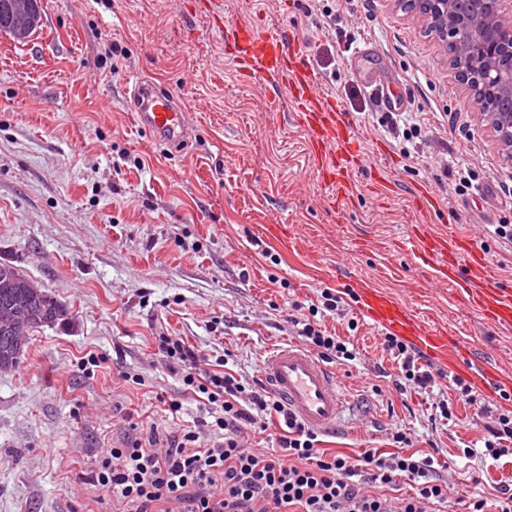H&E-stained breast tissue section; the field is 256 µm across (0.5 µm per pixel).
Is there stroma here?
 I'll list each match as a JSON object with an SVG mask.
<instances>
[{
	"label": "stroma",
	"instance_id": "obj_1",
	"mask_svg": "<svg viewBox=\"0 0 512 512\" xmlns=\"http://www.w3.org/2000/svg\"><path fill=\"white\" fill-rule=\"evenodd\" d=\"M248 19L303 37L321 91L339 96L369 150L347 202L331 207L287 103L270 111L271 84L233 75L224 37L200 0H42L39 28L19 41L0 32V263L45 288L69 312L29 333L27 352L0 373V512H119L89 481L101 451L125 444L133 424L156 427L159 446L198 416L155 338L178 336L208 360L229 355L245 379L263 378L267 352L297 341L293 303L342 301L328 331L359 350L332 363L346 400L322 445L358 455L390 451V428L451 462L440 469L470 492L512 483V458L463 457L482 435L461 404L435 418L427 394H399L385 334L360 316L355 281L407 304L448 332L475 363L512 373V331L498 329L419 266L403 243L420 214L409 206L428 181L448 212L443 233L485 249L512 286V247L493 235L512 224L507 160L479 107L449 67L444 42L392 0H352L340 20L313 15L316 0H217ZM394 77L405 116L430 132L390 133L359 76ZM152 81L183 104L186 144L139 128L130 79ZM472 185L459 192L458 170ZM396 187L385 205L366 191L370 171ZM287 228V241L267 232ZM357 320V329L347 327ZM99 361L93 373L79 361ZM182 405L179 416L168 401Z\"/></svg>",
	"mask_w": 512,
	"mask_h": 512
}]
</instances>
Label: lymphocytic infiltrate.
<instances>
[{
  "instance_id": "obj_1",
  "label": "lymphocytic infiltrate",
  "mask_w": 512,
  "mask_h": 512,
  "mask_svg": "<svg viewBox=\"0 0 512 512\" xmlns=\"http://www.w3.org/2000/svg\"><path fill=\"white\" fill-rule=\"evenodd\" d=\"M339 303L335 294L322 292L320 304L293 320L298 337L328 363L357 357L346 341L316 320L319 311H338ZM156 341L162 357L178 367L186 390L202 401L210 418L206 426L221 441L202 446L204 425L197 420L173 432L161 451L136 439L106 449L92 480L120 501L124 512H431L447 502L451 487L436 473L433 454H413V441L404 431L390 432L399 446L395 453H328L317 433L262 383L204 368L203 355L184 339L162 334ZM384 348L400 363L399 392L434 387V375L421 367L406 343L389 335ZM457 400L476 407L486 453L495 459L511 456L512 413L478 403L471 387L458 378L452 397L435 404L442 418L452 417ZM271 416L282 421L285 431L277 451L268 454L252 448L249 435L266 431Z\"/></svg>"
}]
</instances>
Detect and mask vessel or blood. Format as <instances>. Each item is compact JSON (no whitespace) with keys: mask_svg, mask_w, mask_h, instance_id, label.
Segmentation results:
<instances>
[{"mask_svg":"<svg viewBox=\"0 0 512 512\" xmlns=\"http://www.w3.org/2000/svg\"><path fill=\"white\" fill-rule=\"evenodd\" d=\"M224 34V48L240 77L258 76L285 95L292 117L303 128L310 153L322 182L332 197L345 196L350 176L361 166V139L351 127L343 105L320 91L318 79L307 61L305 40L283 29L258 27L251 22L213 18ZM364 85L378 107L400 111L404 103L379 75L365 78ZM131 99L138 122L156 137L179 146L187 141L189 129L182 104L170 94L157 93L153 83L134 78ZM413 203L426 220L415 225L409 251L418 264L432 268L456 290L465 293L470 305L497 327L512 329V289L502 287L496 268L484 251L471 240L435 232L446 223L448 213L438 203L428 183L415 186ZM363 316L410 340L416 347L458 371L461 363L448 346L444 333L425 327L406 305L369 285H360ZM270 388L282 397L290 411L306 427L320 432L335 429L344 399L336 376L315 354L296 343L271 350L263 361Z\"/></svg>","mask_w":512,"mask_h":512,"instance_id":"1","label":"vessel or blood"}]
</instances>
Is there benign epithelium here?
<instances>
[{"mask_svg":"<svg viewBox=\"0 0 512 512\" xmlns=\"http://www.w3.org/2000/svg\"><path fill=\"white\" fill-rule=\"evenodd\" d=\"M396 6L413 16L441 41L459 43L452 56L455 77L473 96L490 90L512 98V81L502 72L512 70V19L505 18V0H394ZM38 0H5L3 28L24 38L38 23ZM482 120L493 133L505 157L512 160V112H483ZM34 303L14 304L0 317L4 343L0 353L8 359L24 349L23 336Z\"/></svg>","mask_w":512,"mask_h":512,"instance_id":"1","label":"benign epithelium"}]
</instances>
